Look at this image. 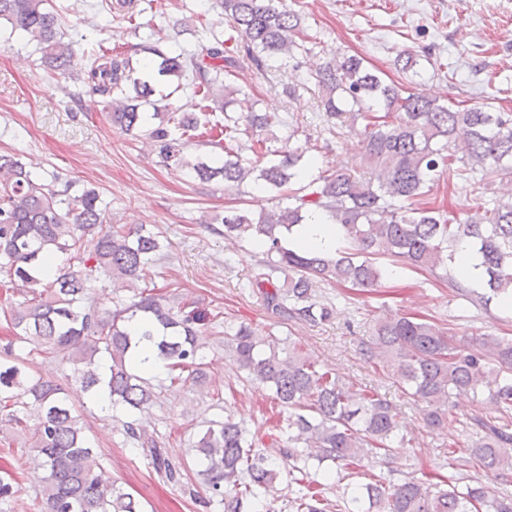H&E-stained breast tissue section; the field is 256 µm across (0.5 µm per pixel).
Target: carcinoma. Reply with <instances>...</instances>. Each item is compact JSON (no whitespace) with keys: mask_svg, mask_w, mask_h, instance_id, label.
Segmentation results:
<instances>
[{"mask_svg":"<svg viewBox=\"0 0 512 512\" xmlns=\"http://www.w3.org/2000/svg\"><path fill=\"white\" fill-rule=\"evenodd\" d=\"M226 21L242 46L229 47L217 35L199 53L170 56L158 45L141 67L119 54H103L85 64L87 81L111 97L112 125L127 132L146 131L159 147L160 163L181 165L202 181L224 179V186L250 182L268 192L299 185L289 204L255 214L233 210L221 218L224 236L263 242L261 272L251 287L261 290L267 306L283 320L316 325L333 308L316 299L317 281L376 288L389 274L380 262L452 277L456 246L473 245L484 268L482 291L456 283L460 296L484 306L512 296V201L481 204V221L452 223L438 210L417 206L435 183L460 163L469 171L512 176V114L483 107L455 109L412 88L420 76L418 59L407 56L401 71L406 82L388 81L363 58L347 53L319 68L322 106L329 115L350 112L365 121L363 163L369 178L353 171L320 174L302 184L315 167L297 130L270 112H238L250 90L226 81L244 66L265 71L267 62L308 51L296 41L300 13L271 0H221ZM6 23L37 43L42 62L62 74L73 69L75 51L64 41L50 0H0V24ZM156 69L162 77L189 78L206 112H161L156 86L143 78ZM151 107L149 125L145 109ZM224 114V125L204 144L224 151L207 160H191L184 150L207 112ZM250 144L237 143V135ZM73 184L59 174L38 175L27 164L0 154V273L30 290V297L5 316L15 339L46 358L71 365V378L94 399L107 395V411L128 414L153 404L157 392L132 359L143 342L165 361L170 382L182 373L202 376L201 336L208 313L194 302H173L155 289L130 301H117L100 312L90 290L105 280L131 288L147 277L148 265L164 244L141 226L126 230L110 224L107 207L94 187L73 194ZM324 215L343 229L345 246L332 255L288 247L286 234L297 224ZM108 228H103V225ZM69 256L68 266L53 271L52 260ZM237 368L267 386L272 400L288 413L287 441L272 438L274 456L254 450L255 439L239 423L212 422L196 444L204 491L224 505V512H250L267 499L282 475L300 486L293 498L297 512H512V494L492 493L482 484L459 485L411 477L401 484L379 478L357 485L346 503L323 495L310 478L311 462H331L338 469L365 466L373 454L395 450L398 413L372 387L342 382L296 347L280 352L246 324L227 326ZM361 353L396 378L403 393L423 405L430 427L455 430L451 398L477 393L495 376L489 393L504 411H512V337L498 336L476 349L457 345L447 330L414 316L377 321L361 342ZM0 417L30 441L29 460L47 472L42 497L46 512H143L132 494L110 483L91 447L85 428L62 384L36 377L25 358H0ZM483 430L458 458L497 478L512 471V435L478 418ZM155 469L173 479L176 470L159 448L152 449Z\"/></svg>","mask_w":512,"mask_h":512,"instance_id":"obj_1","label":"carcinoma"}]
</instances>
